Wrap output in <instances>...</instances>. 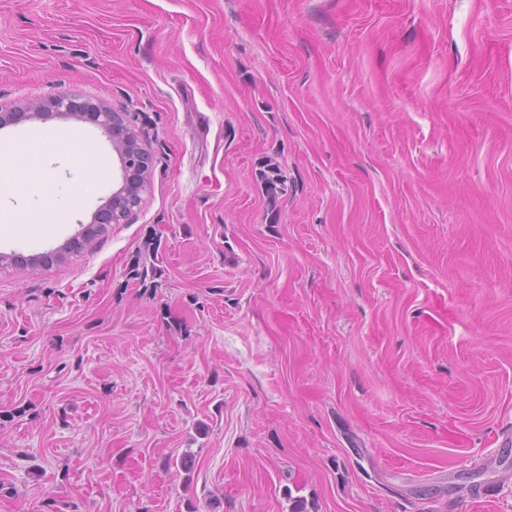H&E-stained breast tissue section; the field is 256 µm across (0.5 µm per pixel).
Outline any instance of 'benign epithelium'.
<instances>
[{"mask_svg":"<svg viewBox=\"0 0 512 512\" xmlns=\"http://www.w3.org/2000/svg\"><path fill=\"white\" fill-rule=\"evenodd\" d=\"M52 114L91 121L107 133L120 158L121 185L96 209L92 224L105 228L111 224L127 223L142 203L153 163L152 155L132 129L127 115L100 101L77 93L60 91L44 100L34 99L23 108L5 110L0 107V126L40 119ZM89 240V235L82 234L70 239L61 252L54 250L30 256L13 253L1 256L0 260L21 268L44 267L57 261L65 253L82 251Z\"/></svg>","mask_w":512,"mask_h":512,"instance_id":"obj_1","label":"benign epithelium"}]
</instances>
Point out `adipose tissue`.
I'll return each instance as SVG.
<instances>
[{
  "mask_svg": "<svg viewBox=\"0 0 512 512\" xmlns=\"http://www.w3.org/2000/svg\"><path fill=\"white\" fill-rule=\"evenodd\" d=\"M85 133L31 129L0 141V226L13 242L37 244L70 223L88 188L105 184L110 163ZM23 156V166L12 160Z\"/></svg>",
  "mask_w": 512,
  "mask_h": 512,
  "instance_id": "obj_1",
  "label": "adipose tissue"
}]
</instances>
